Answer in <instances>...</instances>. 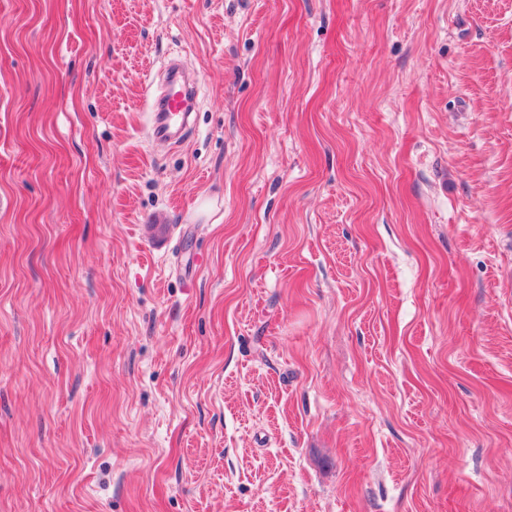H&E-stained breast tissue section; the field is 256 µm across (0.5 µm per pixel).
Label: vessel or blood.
Segmentation results:
<instances>
[{
    "instance_id": "vessel-or-blood-1",
    "label": "vessel or blood",
    "mask_w": 512,
    "mask_h": 512,
    "mask_svg": "<svg viewBox=\"0 0 512 512\" xmlns=\"http://www.w3.org/2000/svg\"><path fill=\"white\" fill-rule=\"evenodd\" d=\"M167 86L153 94L151 130L155 141L167 142L190 124L192 99L196 87L190 86L175 65L167 67Z\"/></svg>"
}]
</instances>
